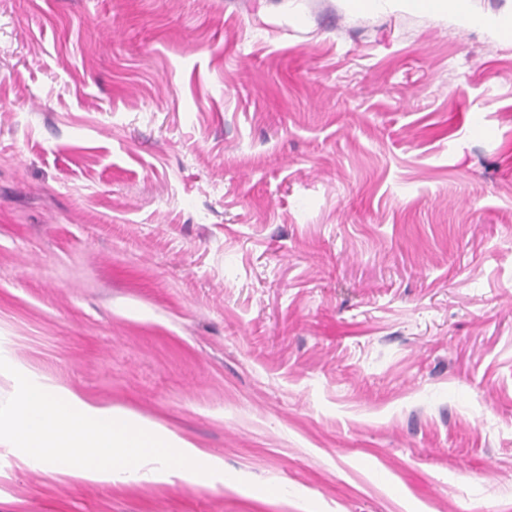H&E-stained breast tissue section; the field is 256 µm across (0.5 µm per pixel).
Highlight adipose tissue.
I'll return each mask as SVG.
<instances>
[{
  "label": "adipose tissue",
  "mask_w": 512,
  "mask_h": 512,
  "mask_svg": "<svg viewBox=\"0 0 512 512\" xmlns=\"http://www.w3.org/2000/svg\"><path fill=\"white\" fill-rule=\"evenodd\" d=\"M106 446L90 467L81 458L96 440ZM0 446L18 466L34 464L84 482H113L129 470L142 480L198 482L224 473L221 458L171 431L160 432L80 392L20 379L15 395L0 402Z\"/></svg>",
  "instance_id": "obj_1"
}]
</instances>
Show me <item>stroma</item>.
<instances>
[{
    "mask_svg": "<svg viewBox=\"0 0 512 512\" xmlns=\"http://www.w3.org/2000/svg\"><path fill=\"white\" fill-rule=\"evenodd\" d=\"M0 0V399L223 481L0 512H512V0Z\"/></svg>",
    "mask_w": 512,
    "mask_h": 512,
    "instance_id": "35a3bbf8",
    "label": "stroma"
}]
</instances>
